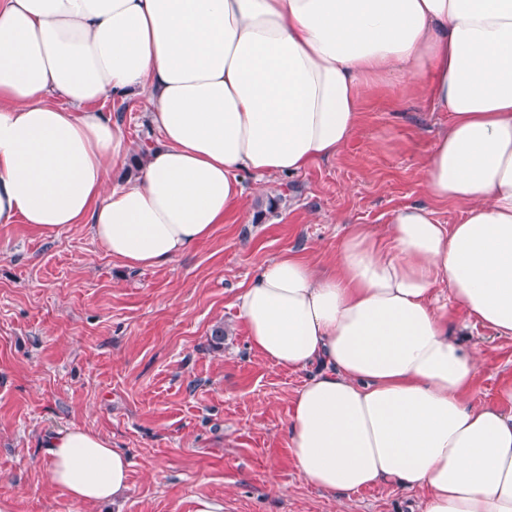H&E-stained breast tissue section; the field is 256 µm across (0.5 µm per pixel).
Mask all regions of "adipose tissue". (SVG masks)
Here are the masks:
<instances>
[{
    "label": "adipose tissue",
    "instance_id": "obj_1",
    "mask_svg": "<svg viewBox=\"0 0 512 512\" xmlns=\"http://www.w3.org/2000/svg\"><path fill=\"white\" fill-rule=\"evenodd\" d=\"M396 77L450 115L424 175L462 221L408 205L386 238L349 225L331 268L283 252L234 305L274 364L321 366L286 426L307 483L512 512V412L469 400L477 353L450 315L512 339V0H0V224H85L112 258L165 266L223 223L241 172L335 158L361 91ZM134 90L151 93L162 145L114 187L128 142L97 104ZM45 452L75 500L129 488L128 457L100 434L72 426Z\"/></svg>",
    "mask_w": 512,
    "mask_h": 512
}]
</instances>
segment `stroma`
I'll use <instances>...</instances> for the list:
<instances>
[{"label": "stroma", "instance_id": "stroma-1", "mask_svg": "<svg viewBox=\"0 0 512 512\" xmlns=\"http://www.w3.org/2000/svg\"><path fill=\"white\" fill-rule=\"evenodd\" d=\"M101 107L131 155L159 146L147 92ZM447 124L423 93L368 87L361 128L336 158L291 176L245 175L239 206L160 268L112 260L83 224H0V512H196L203 499L224 512H416L418 495L393 483L337 498L302 479L285 428L308 373L254 349L232 302L284 251L331 267L346 225L383 238L411 204L460 223L462 207L432 198L422 170ZM467 341L480 345L470 399L512 410L501 397L512 339ZM71 426L128 455L127 492L92 505L53 484L44 440Z\"/></svg>", "mask_w": 512, "mask_h": 512}]
</instances>
